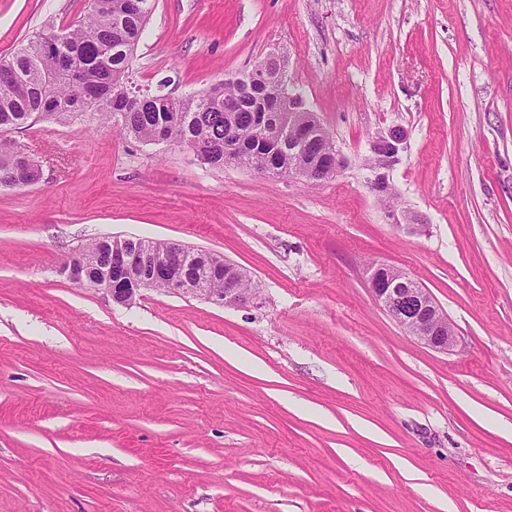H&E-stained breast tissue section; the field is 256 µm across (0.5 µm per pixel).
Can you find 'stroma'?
I'll return each instance as SVG.
<instances>
[{
    "mask_svg": "<svg viewBox=\"0 0 512 512\" xmlns=\"http://www.w3.org/2000/svg\"><path fill=\"white\" fill-rule=\"evenodd\" d=\"M86 5L0 0V58ZM274 48L346 159L317 185L90 114L16 133L44 177L0 187V512H512V0H156L133 78L182 97ZM394 129L414 233L367 164ZM107 234L223 255L258 300L124 307L60 275ZM374 263L454 352L391 319ZM369 284L384 310L421 344L446 354L454 351L453 324L419 282L399 269L377 265L370 270Z\"/></svg>",
    "mask_w": 512,
    "mask_h": 512,
    "instance_id": "1",
    "label": "stroma"
}]
</instances>
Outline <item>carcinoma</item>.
<instances>
[{
  "mask_svg": "<svg viewBox=\"0 0 512 512\" xmlns=\"http://www.w3.org/2000/svg\"><path fill=\"white\" fill-rule=\"evenodd\" d=\"M138 2L134 12L129 0H88L77 24L62 32L42 31L0 61V173L27 163L10 134L34 121L71 124L90 112L99 124L149 143L172 130L188 147L222 145L230 131L239 150L227 162L224 153L215 154L209 165L216 168L231 164L275 174L292 168L305 177L315 167L318 183L336 176L326 154L332 141L326 131L294 143L280 132L283 112L265 96L266 78L245 75L177 98L148 89L137 104H129L125 91L134 52L155 7V0ZM111 244L109 237L93 239L71 262L93 275L108 260Z\"/></svg>",
  "mask_w": 512,
  "mask_h": 512,
  "instance_id": "obj_1",
  "label": "carcinoma"
}]
</instances>
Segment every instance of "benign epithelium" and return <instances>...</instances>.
Instances as JSON below:
<instances>
[{
  "label": "benign epithelium",
  "instance_id": "1",
  "mask_svg": "<svg viewBox=\"0 0 512 512\" xmlns=\"http://www.w3.org/2000/svg\"><path fill=\"white\" fill-rule=\"evenodd\" d=\"M270 87L281 108L288 112V137L299 139L309 128L321 127L316 113L306 107L299 94L288 85V78L276 79ZM402 150L403 138L394 133L380 134L372 141L369 163L377 171V188L383 187L384 171L398 161ZM194 254L195 249L173 241L165 255L152 260L150 242L114 236L110 264L103 277L87 278L75 274L71 281L81 287L104 289L114 302L124 305L131 304L140 289L154 286L156 279L162 277L171 278V292L192 294L220 306L243 308L254 302V292L239 287L240 280L248 276L241 268L235 275L225 278L222 288H209L203 283L192 288L183 284L179 273ZM369 284L384 310L400 326L412 331L421 344L446 354L454 351L457 339L453 324L419 282L399 269L377 265L370 270Z\"/></svg>",
  "mask_w": 512,
  "mask_h": 512
}]
</instances>
